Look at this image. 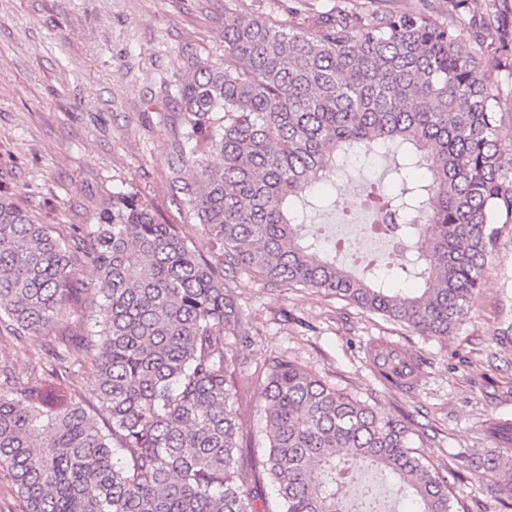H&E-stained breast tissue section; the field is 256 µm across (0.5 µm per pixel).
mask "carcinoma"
<instances>
[{"label": "carcinoma", "mask_w": 512, "mask_h": 512, "mask_svg": "<svg viewBox=\"0 0 512 512\" xmlns=\"http://www.w3.org/2000/svg\"><path fill=\"white\" fill-rule=\"evenodd\" d=\"M491 28L478 55L428 12L347 8L286 26L228 14L224 62L188 56L175 84L180 223L117 190L95 223L64 234L0 194V338L50 339L25 369L0 365V474L22 512H351L339 491L366 463L414 512H455L407 423L293 360L254 371L256 453L233 385L246 320L224 273L323 291L422 336L458 330L512 225V144L499 136L512 58ZM381 154L394 187L368 183L365 207L387 224L384 276L375 259L359 273L337 263L319 233L301 234L296 208L312 184ZM195 224L210 258L190 247ZM388 277L418 287L399 293ZM372 365L395 388L413 372L390 347ZM503 454L484 465L511 495Z\"/></svg>", "instance_id": "carcinoma-1"}]
</instances>
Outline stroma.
Masks as SVG:
<instances>
[{
    "instance_id": "35a3bbf8",
    "label": "stroma",
    "mask_w": 512,
    "mask_h": 512,
    "mask_svg": "<svg viewBox=\"0 0 512 512\" xmlns=\"http://www.w3.org/2000/svg\"><path fill=\"white\" fill-rule=\"evenodd\" d=\"M372 0H0V193L42 223H93L101 197L120 188L180 221L170 188L169 94L183 57L224 58V16L284 23ZM497 8L498 30L512 47V0H468L454 31L474 43V21ZM363 176L318 185L353 211ZM226 289L240 305L252 364L285 356L379 412L407 419L416 442L447 477L465 512H505L494 477L481 463L494 442L487 430L512 422V229L489 256L467 321L445 339L422 336L356 305L307 288L288 290L243 273ZM383 340L420 364L412 385L379 381L366 350Z\"/></svg>"
}]
</instances>
